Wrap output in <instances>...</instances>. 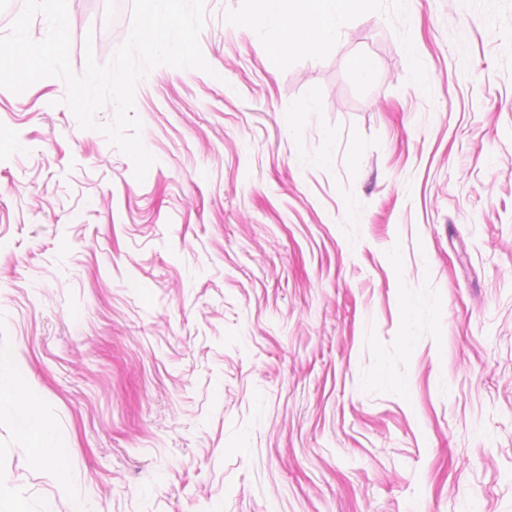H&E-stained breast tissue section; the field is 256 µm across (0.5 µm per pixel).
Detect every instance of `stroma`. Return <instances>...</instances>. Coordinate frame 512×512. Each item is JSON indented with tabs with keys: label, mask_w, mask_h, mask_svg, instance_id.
<instances>
[{
	"label": "stroma",
	"mask_w": 512,
	"mask_h": 512,
	"mask_svg": "<svg viewBox=\"0 0 512 512\" xmlns=\"http://www.w3.org/2000/svg\"><path fill=\"white\" fill-rule=\"evenodd\" d=\"M204 7L210 72L136 85L144 181L61 80L0 89V375L68 475L0 400V498L512 512V0H366L273 66ZM131 9L68 0L76 73ZM18 427L30 439L35 458L39 462L54 463L58 480L64 482V449L57 442L51 426L29 406L19 418Z\"/></svg>",
	"instance_id": "obj_1"
}]
</instances>
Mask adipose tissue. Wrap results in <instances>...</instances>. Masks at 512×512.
<instances>
[{
  "mask_svg": "<svg viewBox=\"0 0 512 512\" xmlns=\"http://www.w3.org/2000/svg\"><path fill=\"white\" fill-rule=\"evenodd\" d=\"M251 17L256 21H274L281 28L279 39L267 49L270 61L296 50L319 52L336 37L338 13L357 9L361 0H252ZM19 429L30 439L38 461L54 463L63 471L64 449L51 426L34 410H26L18 420Z\"/></svg>",
  "mask_w": 512,
  "mask_h": 512,
  "instance_id": "adipose-tissue-1",
  "label": "adipose tissue"
}]
</instances>
